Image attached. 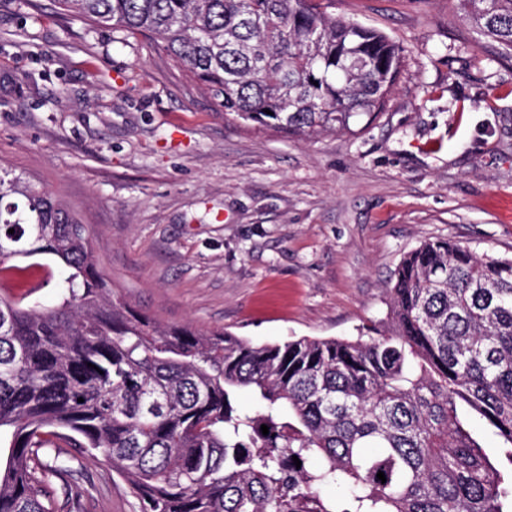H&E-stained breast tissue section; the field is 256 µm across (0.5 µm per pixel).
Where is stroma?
Instances as JSON below:
<instances>
[{"label":"stroma","instance_id":"obj_1","mask_svg":"<svg viewBox=\"0 0 512 512\" xmlns=\"http://www.w3.org/2000/svg\"><path fill=\"white\" fill-rule=\"evenodd\" d=\"M403 49L375 119L313 137L226 118L150 34L0 0V163L58 192L115 294L164 324L257 344L385 319L403 256L446 238L512 257V57L461 0H331ZM56 512H139L99 453Z\"/></svg>","mask_w":512,"mask_h":512}]
</instances>
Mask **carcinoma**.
<instances>
[{
  "label": "carcinoma",
  "mask_w": 512,
  "mask_h": 512,
  "mask_svg": "<svg viewBox=\"0 0 512 512\" xmlns=\"http://www.w3.org/2000/svg\"><path fill=\"white\" fill-rule=\"evenodd\" d=\"M58 2L150 33L224 115L290 134L376 116L400 74V47L327 0ZM465 2L511 51L512 0ZM43 256L68 272L56 304L16 301L0 279V512H55L51 478L68 470L38 457L54 437L100 452L140 512H512V258L428 240L396 268L386 324L254 344L130 310L73 207L0 167V273ZM464 411L503 439L506 464Z\"/></svg>",
  "instance_id": "obj_1"
}]
</instances>
